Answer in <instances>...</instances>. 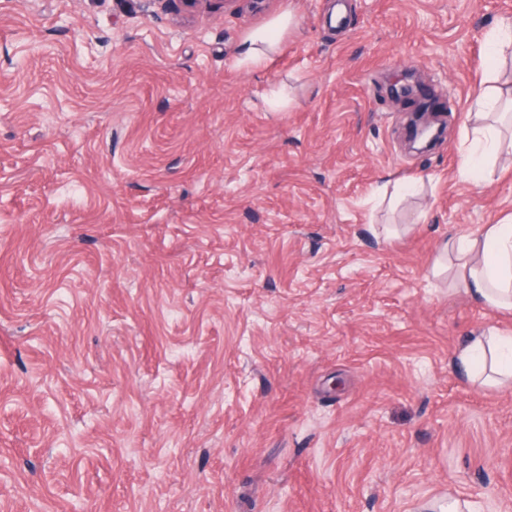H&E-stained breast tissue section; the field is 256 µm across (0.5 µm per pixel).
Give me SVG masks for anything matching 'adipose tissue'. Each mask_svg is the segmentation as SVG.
<instances>
[{"instance_id":"ef3b65f1","label":"adipose tissue","mask_w":512,"mask_h":512,"mask_svg":"<svg viewBox=\"0 0 512 512\" xmlns=\"http://www.w3.org/2000/svg\"><path fill=\"white\" fill-rule=\"evenodd\" d=\"M294 16L285 12L266 29L249 34L242 44V59L262 64L277 54L284 34L293 26ZM475 122L464 130L460 148V172L474 176L478 158L502 159L503 136L512 114V87L482 86L477 94ZM442 250L447 253L448 274L455 287L475 303L497 311L512 312V224L486 225L480 234L465 239H449ZM452 364L470 383L503 385L512 380V337L494 331H476L455 351Z\"/></svg>"}]
</instances>
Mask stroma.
<instances>
[{"label": "stroma", "mask_w": 512, "mask_h": 512, "mask_svg": "<svg viewBox=\"0 0 512 512\" xmlns=\"http://www.w3.org/2000/svg\"><path fill=\"white\" fill-rule=\"evenodd\" d=\"M508 16L0 0V512H512V390L451 365L512 314L432 274L512 216V164L458 152ZM406 68L447 123L424 153ZM294 15L288 11L274 18L266 29L249 34L242 44V59L251 64H263L277 54L284 34L294 25ZM490 64L512 56V18L499 19L486 34Z\"/></svg>", "instance_id": "35a3bbf8"}]
</instances>
